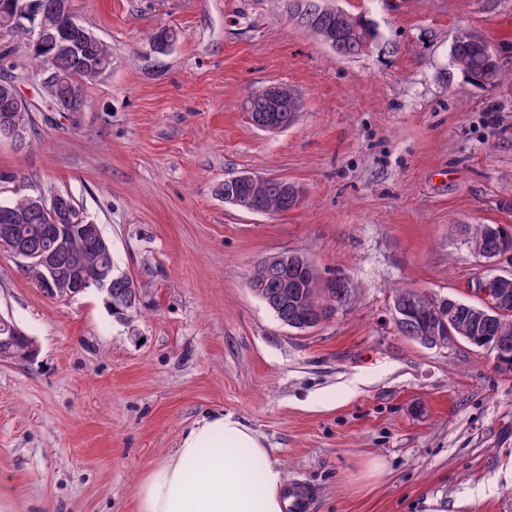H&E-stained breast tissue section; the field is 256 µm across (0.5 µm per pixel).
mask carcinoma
Instances as JSON below:
<instances>
[{"label": "carcinoma", "mask_w": 512, "mask_h": 512, "mask_svg": "<svg viewBox=\"0 0 512 512\" xmlns=\"http://www.w3.org/2000/svg\"><path fill=\"white\" fill-rule=\"evenodd\" d=\"M45 18L41 31L34 37L24 30L14 31L23 39L25 52L33 70L39 75L45 74V63L53 58L58 69L56 81L43 87L49 102L58 104L72 100L76 111L81 112L87 105L86 85L96 79L89 74L95 68L109 70L112 67V50L104 40L83 39L73 36V43L61 40L60 20L48 8L52 0H44ZM293 20L299 15L312 22L308 28L321 42L331 40L330 48L342 57H353L367 52L378 40V32L373 25L362 17L354 16L344 10L326 5L325 0H289ZM451 63L470 82L488 86L495 84L501 77L500 66L492 63V54L485 40L475 35L460 40L451 47ZM8 124L25 130L31 129L32 117L27 102L17 100L5 110L0 106V124L3 119ZM237 196L251 201V208L260 209L269 215L287 212L300 203L298 187L283 178L266 179L259 191L249 184L235 187ZM55 199L47 200L41 195H21L8 203H0V225L12 227V238L18 246L39 247L50 242L52 233L51 213ZM512 247V231L505 228L487 227L481 231L480 248L488 254H497ZM57 263L62 271L72 266L79 267L90 280H95L98 269L103 265V257L95 238L89 236L86 229L76 225L69 237L65 249L57 252ZM309 273L297 266L281 264L263 259L249 274V284L254 294L278 318L298 323H310L315 320L316 310L338 311L349 304L348 281L334 288L318 293L305 287ZM288 283L286 288L276 287V283ZM127 294L125 274L112 271V288L106 293L107 304L112 313L122 318L138 310V305H129L124 296ZM424 295L412 288L396 290L395 301L403 306H423ZM479 305L477 301H459L455 319L458 325L471 336H497L501 329L509 330V342L512 343V313L498 315L489 313L482 321L473 318L470 307ZM426 315L418 313L412 319L397 327L400 335L409 339L425 333ZM34 341L27 334L18 335L13 344L14 357L28 359L33 356Z\"/></svg>", "instance_id": "obj_1"}]
</instances>
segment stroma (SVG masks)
<instances>
[{
    "instance_id": "35a3bbf8",
    "label": "stroma",
    "mask_w": 512,
    "mask_h": 512,
    "mask_svg": "<svg viewBox=\"0 0 512 512\" xmlns=\"http://www.w3.org/2000/svg\"><path fill=\"white\" fill-rule=\"evenodd\" d=\"M327 2L375 25L367 54L338 56L288 0H70L112 68L67 119L22 39L0 37L33 120L24 143L0 138V202L72 197L141 303L124 321L94 288L49 297L0 249V316L38 346L0 360V512H136L146 473L212 411L309 484L313 512H512V371L463 341L424 347L392 315L396 288L468 299L512 272L468 244L474 225L512 227V0ZM159 25L182 33L170 53L151 48ZM461 31L498 57L496 85L452 66ZM272 84L302 103L279 133L244 107ZM238 173L294 182L299 206L225 203ZM286 251L353 288L316 329L282 324L249 286Z\"/></svg>"
}]
</instances>
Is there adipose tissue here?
<instances>
[{
  "label": "adipose tissue",
  "mask_w": 512,
  "mask_h": 512,
  "mask_svg": "<svg viewBox=\"0 0 512 512\" xmlns=\"http://www.w3.org/2000/svg\"><path fill=\"white\" fill-rule=\"evenodd\" d=\"M287 476L233 414L214 412L141 480L137 512H285Z\"/></svg>",
  "instance_id": "ef3b65f1"
}]
</instances>
